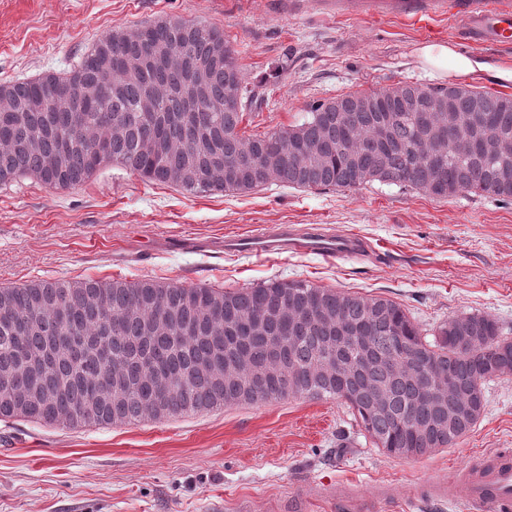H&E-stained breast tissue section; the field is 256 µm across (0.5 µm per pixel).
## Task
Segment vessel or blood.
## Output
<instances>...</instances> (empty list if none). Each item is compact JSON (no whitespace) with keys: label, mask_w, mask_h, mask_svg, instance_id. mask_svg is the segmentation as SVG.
<instances>
[{"label":"vessel or blood","mask_w":512,"mask_h":512,"mask_svg":"<svg viewBox=\"0 0 512 512\" xmlns=\"http://www.w3.org/2000/svg\"><path fill=\"white\" fill-rule=\"evenodd\" d=\"M313 4L323 16L357 18H463L472 37L512 41V0H288V12L297 15ZM224 248L240 254H314L330 260L357 255L356 238L325 231L316 226L298 229L282 226L273 236L257 233L225 240ZM467 490L464 512H512V452L499 451L491 462H479L466 470L433 478L423 485L426 494L454 496L458 486Z\"/></svg>","instance_id":"obj_1"}]
</instances>
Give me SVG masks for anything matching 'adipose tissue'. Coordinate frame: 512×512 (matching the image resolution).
I'll use <instances>...</instances> for the list:
<instances>
[{"instance_id": "adipose-tissue-1", "label": "adipose tissue", "mask_w": 512, "mask_h": 512, "mask_svg": "<svg viewBox=\"0 0 512 512\" xmlns=\"http://www.w3.org/2000/svg\"><path fill=\"white\" fill-rule=\"evenodd\" d=\"M424 74L433 79H478L483 75L500 83H512V67H494L483 57L460 53L453 43H432L417 50Z\"/></svg>"}]
</instances>
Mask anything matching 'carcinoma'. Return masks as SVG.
Listing matches in <instances>:
<instances>
[{
    "mask_svg": "<svg viewBox=\"0 0 512 512\" xmlns=\"http://www.w3.org/2000/svg\"><path fill=\"white\" fill-rule=\"evenodd\" d=\"M254 98L217 26L166 17L114 31L63 75L0 84V185L31 175L74 188L117 163L190 194L377 181L437 198H512V96L406 83L319 102L296 125L245 138ZM489 138L507 149L487 151ZM243 353L250 368L225 381ZM414 360L431 364L429 381L452 375L448 397L476 414L450 426L447 410L418 403ZM344 364L358 370L341 379ZM503 375L512 341L489 315L451 318L429 340L390 299L305 280L232 291L151 279L0 288L4 422L107 427L329 397L384 453L423 456L476 425L484 384Z\"/></svg>",
    "mask_w": 512,
    "mask_h": 512,
    "instance_id": "carcinoma-1",
    "label": "carcinoma"
}]
</instances>
